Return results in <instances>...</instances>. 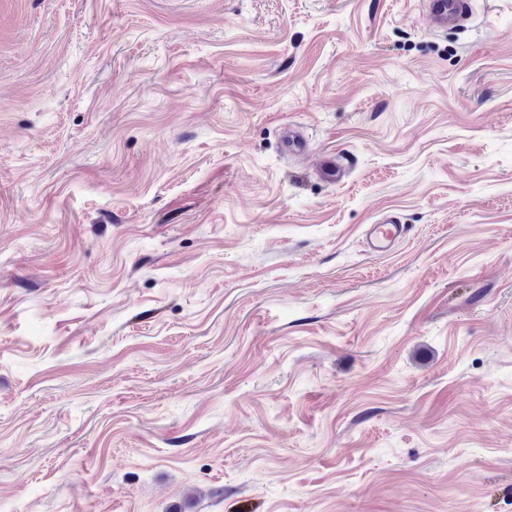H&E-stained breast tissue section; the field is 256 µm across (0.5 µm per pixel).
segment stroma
Masks as SVG:
<instances>
[{"mask_svg":"<svg viewBox=\"0 0 512 512\" xmlns=\"http://www.w3.org/2000/svg\"><path fill=\"white\" fill-rule=\"evenodd\" d=\"M423 2L0 0V512H512V0ZM426 7L433 28H450L460 25L471 16L469 0H427ZM406 224H399L392 216H386L381 223L371 224L366 236L369 247L376 251L390 250L407 233Z\"/></svg>","mask_w":512,"mask_h":512,"instance_id":"35a3bbf8","label":"stroma"}]
</instances>
